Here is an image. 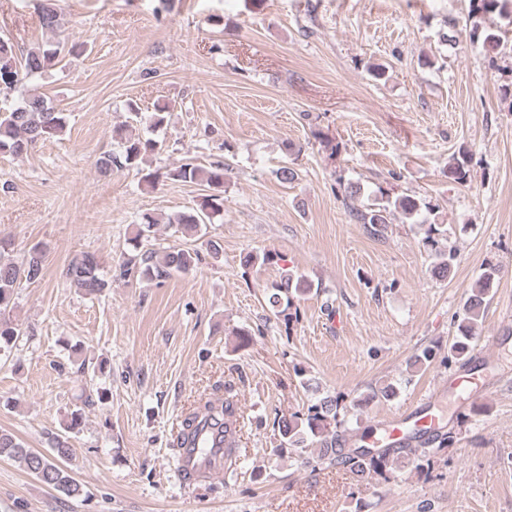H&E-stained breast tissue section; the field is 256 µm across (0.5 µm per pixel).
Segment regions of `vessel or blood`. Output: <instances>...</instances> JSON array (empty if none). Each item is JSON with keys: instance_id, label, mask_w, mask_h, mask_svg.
Listing matches in <instances>:
<instances>
[{"instance_id": "vessel-or-blood-1", "label": "vessel or blood", "mask_w": 512, "mask_h": 512, "mask_svg": "<svg viewBox=\"0 0 512 512\" xmlns=\"http://www.w3.org/2000/svg\"><path fill=\"white\" fill-rule=\"evenodd\" d=\"M437 418L431 413H423L414 420L394 419L384 429L385 440L398 442L404 439L407 425L425 429L436 426ZM199 434L185 447L177 449L178 468L190 474L193 483L206 482L222 474L224 467V428L222 424L206 416L198 418Z\"/></svg>"}]
</instances>
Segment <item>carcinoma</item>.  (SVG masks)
Wrapping results in <instances>:
<instances>
[{"label":"carcinoma","mask_w":512,"mask_h":512,"mask_svg":"<svg viewBox=\"0 0 512 512\" xmlns=\"http://www.w3.org/2000/svg\"><path fill=\"white\" fill-rule=\"evenodd\" d=\"M39 22L42 28L52 32L60 27V14L56 0H42L39 8ZM474 42L482 41L489 52H496L501 47V40L491 29L475 24L470 32ZM81 49L78 43L48 41L27 52L19 54L15 45L0 38V89L12 91L25 84L35 76L52 69L63 61L64 53L75 54ZM129 119L135 123H149L159 128L164 124L165 117L160 112H142L134 105H129ZM65 114L51 106L47 100L36 92L23 97L14 105L0 106V154L21 155L33 145L47 138L57 137L66 131ZM160 148V142L153 138L139 137L122 142L118 153L104 152L97 160L100 173L110 176L115 171L135 169L143 173L142 164L145 159ZM228 164L218 161L208 168H201L185 163L168 173L170 178L185 182L204 181L213 193L203 196L194 206L168 219V223L180 226L186 232H201L202 226L210 224L224 207V175ZM159 172L143 173L144 181L155 184L159 181ZM421 210L420 200L410 195L391 197L381 195L378 202L356 210V217L361 223L369 226V233L377 238L384 237L390 216L399 212L407 218L418 214ZM159 219L146 215L137 234L129 239L130 254L122 263L123 276H140L148 279L166 278L174 274H189L195 271L202 262L199 250L192 248L167 247L163 250H152L139 253V245L145 233L151 231ZM446 235L437 224L428 225L423 244L430 248L434 256L432 273L440 278L453 275L457 251L452 245H444L440 237ZM70 286L85 295H99L111 286L106 277L98 255L82 252L73 257L64 271ZM44 276V251L39 246L30 248L19 262L5 260L0 257V352L11 349L23 336L19 324L6 317L14 306L16 290L24 282L28 284L42 280ZM497 270L487 269L473 284L464 300L461 313L457 319V336L448 344L447 353L439 355V350L427 347L414 356L411 366H423L436 357L450 366L454 363H467L470 342L476 335V329L493 287L496 283ZM310 284L304 279L289 272L281 278L274 292L269 296L272 307L285 313L293 304L295 296L305 291ZM227 396L219 403L210 400L204 405L196 406L185 415L180 430L176 434L173 447H182V442L195 436L196 421L200 411L204 410L212 417L224 418V459L228 467L237 463L241 431L239 407L231 388H226ZM346 397L340 393L327 396L307 408L304 417L294 415L283 420L279 427L282 437L280 447L306 449L317 445L312 459L316 462L338 463L349 469L359 481H368L376 477L388 479V473L397 461L405 456L416 453L411 447L414 441L435 443L437 449H444L454 442L451 430H436L430 435L418 433L395 445L385 448H369L364 445L348 444L342 430L341 411L346 409ZM82 410L75 408L67 414L62 431L53 434L49 439V450L43 452L31 449L11 433L0 431V458L19 463L40 483L52 487L67 496H78L82 491L81 484L72 476L68 463L72 458L70 434L77 431L82 424Z\"/></svg>","instance_id":"obj_1"}]
</instances>
